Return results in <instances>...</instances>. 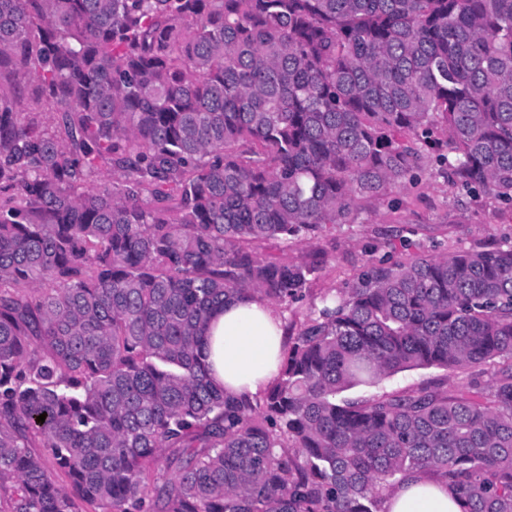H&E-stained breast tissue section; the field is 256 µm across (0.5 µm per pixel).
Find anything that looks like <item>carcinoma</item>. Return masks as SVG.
I'll return each mask as SVG.
<instances>
[{"label": "carcinoma", "mask_w": 512, "mask_h": 512, "mask_svg": "<svg viewBox=\"0 0 512 512\" xmlns=\"http://www.w3.org/2000/svg\"><path fill=\"white\" fill-rule=\"evenodd\" d=\"M432 162L512 206V0H0V512H381L422 472L512 512L511 243L369 255L261 400L201 357L321 268L252 244ZM491 362L488 405L341 397Z\"/></svg>", "instance_id": "cac0c4a2"}]
</instances>
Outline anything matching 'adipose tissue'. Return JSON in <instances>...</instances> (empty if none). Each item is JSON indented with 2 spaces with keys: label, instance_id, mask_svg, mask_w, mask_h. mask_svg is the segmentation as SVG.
<instances>
[{
  "label": "adipose tissue",
  "instance_id": "obj_1",
  "mask_svg": "<svg viewBox=\"0 0 512 512\" xmlns=\"http://www.w3.org/2000/svg\"><path fill=\"white\" fill-rule=\"evenodd\" d=\"M203 353L215 382L234 394L256 395L277 377L284 330L264 300L238 299L217 309L206 330ZM384 512H463L445 481L409 478L384 501Z\"/></svg>",
  "mask_w": 512,
  "mask_h": 512
}]
</instances>
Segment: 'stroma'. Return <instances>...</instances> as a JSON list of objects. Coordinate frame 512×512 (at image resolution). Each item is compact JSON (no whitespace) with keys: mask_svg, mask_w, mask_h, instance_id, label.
I'll return each instance as SVG.
<instances>
[{"mask_svg":"<svg viewBox=\"0 0 512 512\" xmlns=\"http://www.w3.org/2000/svg\"><path fill=\"white\" fill-rule=\"evenodd\" d=\"M405 238L417 250L434 257L460 248H492L512 242V209L459 193L446 174L431 166L413 182L393 189L388 198L363 202L355 223L291 245L277 241L256 244L259 256L273 255L290 264L308 260L314 253L323 259L306 297L275 307L289 335H296L317 316L323 297L344 292L363 259L372 253L379 257L400 253ZM438 379L445 381L449 392L461 389L455 373L431 367L399 372L376 385L347 390L345 396L372 398Z\"/></svg>","mask_w":512,"mask_h":512,"instance_id":"1","label":"stroma"}]
</instances>
